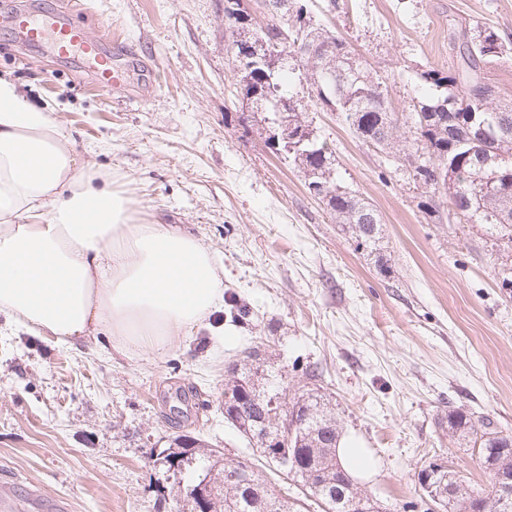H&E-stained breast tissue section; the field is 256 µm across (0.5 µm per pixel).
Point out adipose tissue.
<instances>
[{"label": "adipose tissue", "instance_id": "obj_1", "mask_svg": "<svg viewBox=\"0 0 512 512\" xmlns=\"http://www.w3.org/2000/svg\"><path fill=\"white\" fill-rule=\"evenodd\" d=\"M224 303V269L191 233L140 222L82 161L53 106L0 74V311L29 331L163 353Z\"/></svg>", "mask_w": 512, "mask_h": 512}]
</instances>
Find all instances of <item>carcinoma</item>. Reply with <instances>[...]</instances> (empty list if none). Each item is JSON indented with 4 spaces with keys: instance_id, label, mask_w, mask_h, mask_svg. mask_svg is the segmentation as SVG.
Instances as JSON below:
<instances>
[{
    "instance_id": "1",
    "label": "carcinoma",
    "mask_w": 512,
    "mask_h": 512,
    "mask_svg": "<svg viewBox=\"0 0 512 512\" xmlns=\"http://www.w3.org/2000/svg\"><path fill=\"white\" fill-rule=\"evenodd\" d=\"M307 6L299 4L293 24L285 31L281 51L300 53L299 67H279L271 79L257 76L252 88L264 112L253 113L263 123L274 118L273 103L281 98L294 101L295 128H308L306 105L292 91L296 77L318 86L317 103L345 120L364 141L394 147L401 143L404 160L416 180L440 195L467 224L480 225L494 241L512 244V101L503 103L486 97L478 86L483 64L512 56V41H505L491 28L476 25L455 29L449 39L459 43L461 63L456 70L428 69L421 74L423 84L412 99V125L403 137L399 118L388 96L376 81L367 61L348 44L306 21ZM467 111L474 125L483 129V138L474 143L457 126L458 114ZM288 157L307 178L310 194L325 202L336 223L353 240L356 249L376 254L384 271L387 261L380 254L381 224L362 221L373 207L335 182L332 151L317 138L288 151ZM294 416L288 426L271 416ZM224 419L249 441L263 445L259 458L271 473L287 480L300 479L304 498L278 494L250 458H224L217 465L203 459L200 477L186 492L202 487L206 509L202 512H301L312 502L322 512H382L376 502L361 494L341 469L336 448L339 422L323 396L317 393H290L288 376L270 378L261 365L231 364L224 384ZM293 432L290 451L308 462L297 470H284L275 458L282 452L279 437ZM448 432L476 449L480 465H488L504 476H512V434L459 408L448 410ZM421 487L443 484L451 487L447 512H472L474 491L451 470L436 471L428 465L421 470Z\"/></svg>"
}]
</instances>
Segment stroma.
Instances as JSON below:
<instances>
[{
  "mask_svg": "<svg viewBox=\"0 0 512 512\" xmlns=\"http://www.w3.org/2000/svg\"><path fill=\"white\" fill-rule=\"evenodd\" d=\"M65 0H0V73L27 99L57 104L83 161L113 174L145 220L192 232L224 267V292L254 314L223 335L196 329L164 354L111 349L103 336L71 346L0 313V482L17 512L68 501L70 512H197L174 469L183 443L216 459L249 454L224 419V371L256 347L265 364L317 367L341 437L376 470L362 494L404 512L418 473L439 459L472 490L490 475L441 420L449 408L512 433V251L429 195L396 150L359 139L344 118L308 105L342 186L370 202L388 272L356 250L311 196L287 155L243 125L224 0H79L70 14L90 38L120 37L125 82L95 89L78 53L21 43L12 16L44 18ZM308 15L371 66L400 121L423 71L455 68L453 28L481 24L512 40V0H307Z\"/></svg>",
  "mask_w": 512,
  "mask_h": 512,
  "instance_id": "obj_1",
  "label": "stroma"
}]
</instances>
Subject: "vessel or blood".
Returning <instances> with one entry per match:
<instances>
[{
	"label": "vessel or blood",
	"mask_w": 512,
	"mask_h": 512,
	"mask_svg": "<svg viewBox=\"0 0 512 512\" xmlns=\"http://www.w3.org/2000/svg\"><path fill=\"white\" fill-rule=\"evenodd\" d=\"M13 23L25 41L38 43L46 39L51 40L58 53L62 55L70 54L77 49L82 50L90 59L89 68L97 89L109 91L122 85L124 73L112 65L111 43L87 41L83 29L63 17L48 26L32 15L19 13L14 16Z\"/></svg>",
	"instance_id": "obj_1"
}]
</instances>
